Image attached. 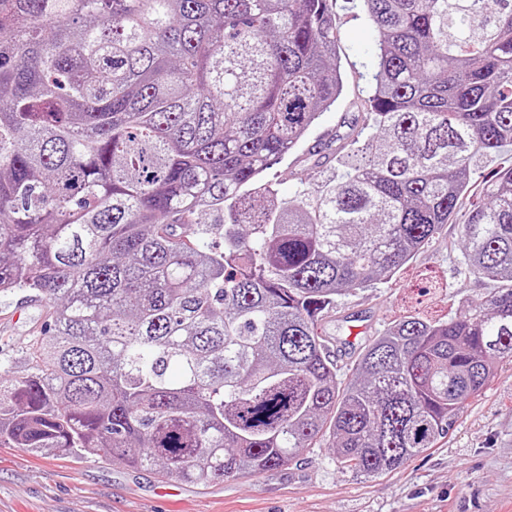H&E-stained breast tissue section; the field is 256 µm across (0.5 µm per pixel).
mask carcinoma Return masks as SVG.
I'll return each mask as SVG.
<instances>
[{"label":"carcinoma","mask_w":512,"mask_h":512,"mask_svg":"<svg viewBox=\"0 0 512 512\" xmlns=\"http://www.w3.org/2000/svg\"><path fill=\"white\" fill-rule=\"evenodd\" d=\"M360 2L378 70L342 173L282 197L264 172L342 92L333 0H0V298L49 304L25 373L0 362V445L210 483L327 433L374 477L512 358L509 166L460 225L498 287L396 322L338 380L337 297L410 260L474 159L512 146V0Z\"/></svg>","instance_id":"obj_1"}]
</instances>
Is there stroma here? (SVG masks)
<instances>
[{"mask_svg": "<svg viewBox=\"0 0 512 512\" xmlns=\"http://www.w3.org/2000/svg\"><path fill=\"white\" fill-rule=\"evenodd\" d=\"M334 12L343 92L299 149L265 172L284 195L298 181L314 190L340 173L329 152L349 133L377 71L376 34L365 13L346 0H336ZM468 206L461 199L438 236L397 271L338 297L324 329L341 379L350 377L368 340L392 323L407 316L445 320L493 290L462 256L459 226ZM42 311V302L26 295L0 301V357L26 345ZM0 512H512V359L465 403L446 439L377 477L342 469L325 438L288 466L206 485L165 481L94 456L70 459L0 445Z\"/></svg>", "mask_w": 512, "mask_h": 512, "instance_id": "stroma-1", "label": "stroma"}]
</instances>
